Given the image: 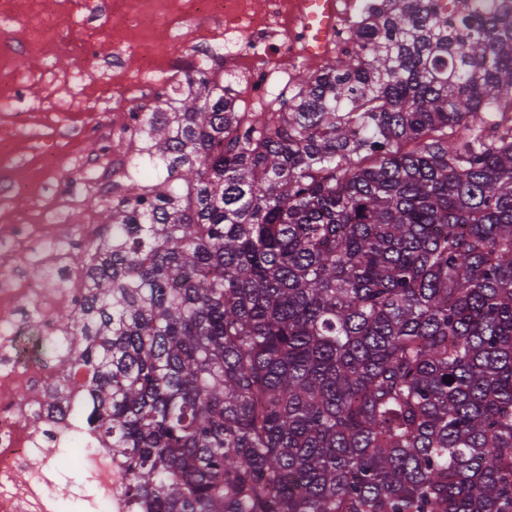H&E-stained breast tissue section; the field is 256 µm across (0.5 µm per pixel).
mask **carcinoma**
<instances>
[{
    "label": "carcinoma",
    "mask_w": 512,
    "mask_h": 512,
    "mask_svg": "<svg viewBox=\"0 0 512 512\" xmlns=\"http://www.w3.org/2000/svg\"><path fill=\"white\" fill-rule=\"evenodd\" d=\"M239 112L207 73L57 317L128 512H512V0H368Z\"/></svg>",
    "instance_id": "cac0c4a2"
}]
</instances>
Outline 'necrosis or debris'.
<instances>
[{
	"mask_svg": "<svg viewBox=\"0 0 512 512\" xmlns=\"http://www.w3.org/2000/svg\"><path fill=\"white\" fill-rule=\"evenodd\" d=\"M61 2L62 12L50 18L40 0H0V113L18 111L24 89L38 85L43 95L31 107L36 116L54 122L83 116L84 137L99 143L91 156L74 141L55 143L38 167L12 182L13 191L33 201L27 216L14 214L8 196L0 195V512H58L48 472L78 430L71 414L90 404L80 381L50 395L49 362L32 346L47 341L65 351L68 339L53 316L72 304L76 289L33 282L20 269L47 265L58 250L77 247L99 228L86 224L81 234L51 244L48 219L77 207L82 194L103 195L130 175L129 156L111 143L138 137L177 73H223L227 85L242 86L259 104L287 98L300 65L317 69L351 48L353 20L366 8L364 0H335L334 24L314 54L304 37L306 0H112L107 44L93 32L69 38L75 17L93 13L97 0ZM200 16L208 24L191 38L163 43L155 37L157 29H180ZM62 51L72 59L63 68L53 64ZM20 53L42 57L45 67L17 70ZM31 299L39 315L25 325L15 315ZM82 463L96 489L90 512H127L118 490L123 463L111 448L89 440Z\"/></svg>",
	"mask_w": 512,
	"mask_h": 512,
	"instance_id": "4bbe7bcc",
	"label": "necrosis or debris"
}]
</instances>
